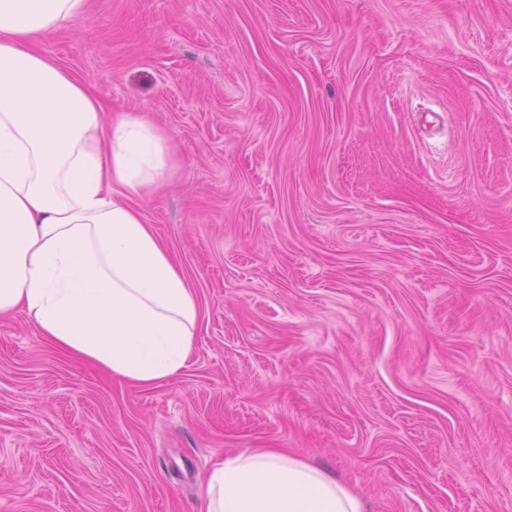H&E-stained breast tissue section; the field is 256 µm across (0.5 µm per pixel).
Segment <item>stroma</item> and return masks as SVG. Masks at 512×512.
<instances>
[{
	"instance_id": "35a3bbf8",
	"label": "stroma",
	"mask_w": 512,
	"mask_h": 512,
	"mask_svg": "<svg viewBox=\"0 0 512 512\" xmlns=\"http://www.w3.org/2000/svg\"><path fill=\"white\" fill-rule=\"evenodd\" d=\"M36 50L178 147L200 307L139 388L0 318V512H199L285 448L365 512H512V0H88Z\"/></svg>"
}]
</instances>
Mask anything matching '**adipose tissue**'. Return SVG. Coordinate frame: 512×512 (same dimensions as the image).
I'll return each mask as SVG.
<instances>
[{"instance_id":"1","label":"adipose tissue","mask_w":512,"mask_h":512,"mask_svg":"<svg viewBox=\"0 0 512 512\" xmlns=\"http://www.w3.org/2000/svg\"><path fill=\"white\" fill-rule=\"evenodd\" d=\"M86 0H0V316L62 353L153 387L195 350L199 306L139 202L175 148L140 111L103 126L91 89L33 48ZM204 512H363L354 492L268 448L214 461Z\"/></svg>"}]
</instances>
